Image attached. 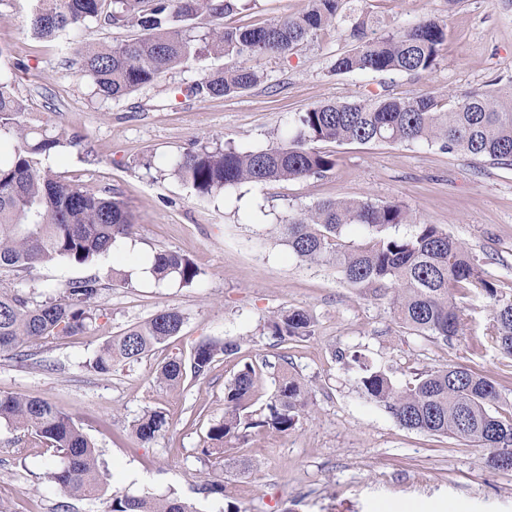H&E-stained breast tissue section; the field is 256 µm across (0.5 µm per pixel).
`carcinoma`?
Instances as JSON below:
<instances>
[{"label": "carcinoma", "instance_id": "1", "mask_svg": "<svg viewBox=\"0 0 512 512\" xmlns=\"http://www.w3.org/2000/svg\"><path fill=\"white\" fill-rule=\"evenodd\" d=\"M341 0H309L307 11L285 15L265 26H226L224 17L238 11V0H33L27 17L31 32L51 39L63 31L80 32L90 23L101 27L134 26L139 37L107 47L73 48L80 71L103 102L120 99L150 85L170 69L199 62L213 54L282 56L336 22ZM207 15L211 27L196 33V20ZM447 24L427 17L379 37L367 33L365 22L351 23L354 47L338 56L333 71L422 74L441 55ZM255 69L233 64L209 72L188 88L195 96H224L254 87ZM16 79L0 75V270H31L58 260L87 264L106 255L134 231L122 200L61 180L44 161L60 149L81 146L83 138L48 120L28 126L25 101L16 94ZM427 143L448 152H462L512 166V89L474 90L448 106L430 93L414 97L378 96L326 102L294 119L286 144L242 152L234 147L186 149L171 170L197 196L214 197L242 183L265 185L282 180L321 177L336 165L334 155L315 143ZM412 220L395 201L381 204L350 199L327 200L302 210L278 225L288 248L306 263L332 265L351 285L375 293L393 290L391 305L400 324L421 336L448 341L459 334L460 315L453 291L466 285L491 304L488 330L498 349L512 356V300L499 297L469 252L436 224H417L407 236L389 233ZM350 225L365 227L371 240L363 247L341 243ZM148 272L158 282L192 287L202 272L186 255L173 250L153 254ZM101 288L96 277L72 281L67 299L38 303L30 294L0 289V353H22L49 336L83 334L96 320L93 302ZM184 317L175 308L129 327L107 340L87 364L99 374L134 362L178 335ZM312 319L301 308L289 309L267 321V334L279 342L312 335ZM234 340L222 345L198 342L189 363L171 359L157 373L164 387L176 389L187 374L207 375L215 357L238 353ZM362 371L363 396L381 405L403 427L459 438L487 456L512 449V412L493 410L501 400L497 384L458 366L424 370L398 385L388 368H372L354 358ZM255 385V370L246 365L225 387L224 418L212 424L205 452L224 454V443L243 440L251 429L286 434L296 429L308 406V392L297 378L283 373L270 402L258 414L245 410ZM23 432L28 443L50 453L48 477L78 497L103 496L106 478L99 471L96 449L69 413L50 401L23 393L0 394V423ZM167 415L146 411L133 425L143 445L163 436ZM204 494L226 499L224 512H240L224 485L207 483ZM107 512H197L178 497L113 494Z\"/></svg>", "mask_w": 512, "mask_h": 512}]
</instances>
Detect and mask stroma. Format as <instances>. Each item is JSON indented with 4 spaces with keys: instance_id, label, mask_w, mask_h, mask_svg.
I'll list each match as a JSON object with an SVG mask.
<instances>
[{
    "instance_id": "obj_1",
    "label": "stroma",
    "mask_w": 512,
    "mask_h": 512,
    "mask_svg": "<svg viewBox=\"0 0 512 512\" xmlns=\"http://www.w3.org/2000/svg\"><path fill=\"white\" fill-rule=\"evenodd\" d=\"M308 0H243L229 26H263L302 12ZM28 0H0V74L15 75L30 125L54 121L83 136L88 154L64 149L49 167L63 180L122 199L135 234L92 265L59 261L30 271L0 272V289L36 300H63L69 281L106 280L101 315L87 333L50 337L23 355H0V394L23 392L71 413L95 444L111 492L177 496L197 512H222L224 500L200 493L217 481L241 512H512V471L490 467L482 452L453 437L401 427L366 401L359 363L392 370L398 383L423 369L457 365L496 382L512 403V357L487 332L486 299L460 289L454 301L463 330L451 341L403 328L388 298L354 288L335 269L300 261L282 242L278 224L330 199L397 201L414 224H435L459 241L504 299H512V166L446 153L424 143L335 144L336 158L319 178L244 183L198 198L169 162L197 139H219L241 151L286 142L299 112L324 102L389 94L439 98L490 87H512V0H345V16L288 55L251 65V89L224 97H187L180 86L229 66L212 56L169 70L155 83L117 101L100 102L81 78L67 35L35 37L26 24ZM422 17L447 23L436 67L425 74H338L332 64L352 46V19L378 37ZM25 63L16 71V63ZM159 250L187 255L202 272L199 285L158 283L142 265ZM127 284H110L113 271ZM175 308L179 336L107 376L85 363L112 336ZM291 308L308 311L312 336L278 342L266 322ZM203 338L237 340L232 357L216 356L208 375L180 389L156 382L172 358L189 360ZM256 371L252 410L272 397L282 372L310 392L295 431H252L229 443L223 458L204 455L209 427L224 416V386L244 365ZM166 412L171 428L139 445L132 424L144 411ZM0 424V512H105L106 502L74 497L47 477V453L23 446Z\"/></svg>"
}]
</instances>
